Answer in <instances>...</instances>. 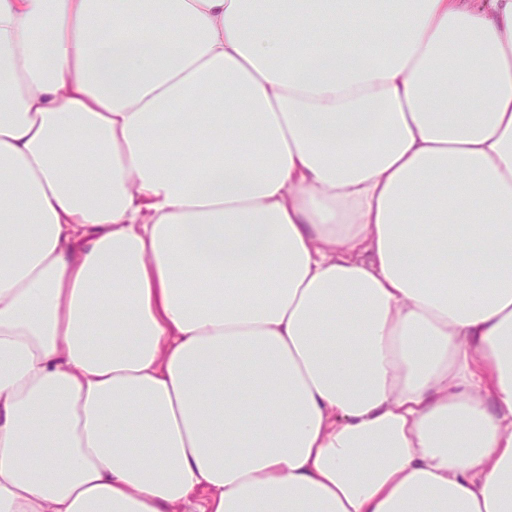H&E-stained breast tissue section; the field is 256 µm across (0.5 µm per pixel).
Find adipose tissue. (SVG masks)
<instances>
[{
    "instance_id": "adipose-tissue-1",
    "label": "adipose tissue",
    "mask_w": 512,
    "mask_h": 512,
    "mask_svg": "<svg viewBox=\"0 0 512 512\" xmlns=\"http://www.w3.org/2000/svg\"><path fill=\"white\" fill-rule=\"evenodd\" d=\"M333 2L0 0V512H512V0Z\"/></svg>"
}]
</instances>
